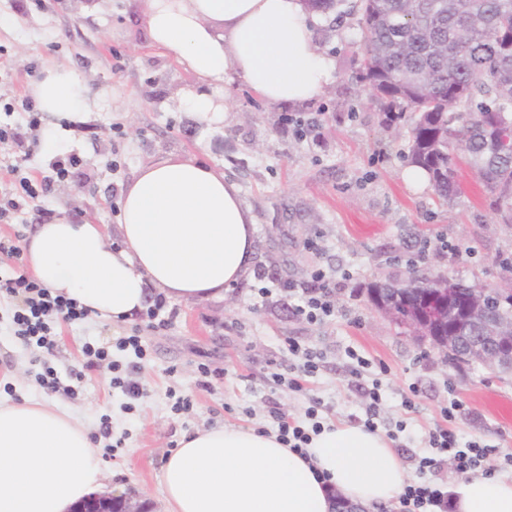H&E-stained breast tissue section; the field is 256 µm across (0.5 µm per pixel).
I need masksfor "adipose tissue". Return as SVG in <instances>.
<instances>
[{
  "mask_svg": "<svg viewBox=\"0 0 512 512\" xmlns=\"http://www.w3.org/2000/svg\"><path fill=\"white\" fill-rule=\"evenodd\" d=\"M303 0H149L152 42L172 52L199 88L184 104L199 122L224 120L215 84L243 81L269 103L318 96L333 64L315 42ZM31 94L54 119L92 107L82 81L58 64ZM122 245L104 225H36L21 248L30 273L105 322H129L151 291L173 302L219 299L249 271L254 219L222 170L167 157L142 167L120 197ZM406 471L381 434L340 424L313 437L306 456L245 427L183 436L160 473L165 512H334L336 499L389 504ZM98 449L70 411L25 399L0 403V512H69L108 485ZM454 512H512V478L467 475Z\"/></svg>",
  "mask_w": 512,
  "mask_h": 512,
  "instance_id": "adipose-tissue-1",
  "label": "adipose tissue"
}]
</instances>
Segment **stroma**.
Masks as SVG:
<instances>
[{
    "label": "stroma",
    "instance_id": "1",
    "mask_svg": "<svg viewBox=\"0 0 512 512\" xmlns=\"http://www.w3.org/2000/svg\"><path fill=\"white\" fill-rule=\"evenodd\" d=\"M343 0L340 19L313 14L322 52L335 66L324 91L302 104H269L244 83L229 89L224 121L199 123L182 103L195 78L175 55L151 44L148 0H0V121L19 128V143L0 144V196L13 192L12 161L48 184L38 213L0 223V239L20 241L34 225L59 218L106 225L119 245L121 191L142 166L161 158H194L223 170L254 217V258L247 275L223 299L175 303L163 328L142 317L115 326L94 319L57 322L51 354L15 334L14 302L0 297V400L28 397L74 412L85 423L111 472V485L161 512L160 471L182 436L223 426L271 428V407L303 418L320 400L323 423L362 424L364 391L380 382L378 431L406 469L409 481L452 488L451 465L419 473L428 434L447 425L459 442L477 441L512 453V374L444 360L413 341L370 303L365 286L402 283L412 274L445 273L478 288L503 286L512 272V223L491 207L492 194L468 166H460L459 197L440 203L430 184L406 182L408 138L381 125L368 90L357 81L362 30ZM63 63L86 84L95 108L82 121L26 126L20 106L51 66ZM13 104L5 115L4 104ZM75 156L65 180L56 158ZM324 270L336 313L310 323L294 312L288 284L314 287ZM267 288L259 296V288ZM139 325L145 358L115 349ZM317 351L320 369L296 392L274 383L292 362L289 342ZM112 347V363L131 369L143 390L129 400L113 387L109 365L85 368L83 346ZM366 369H358V359ZM60 386L47 390L45 368ZM209 377H202L201 368ZM414 409H406L405 398ZM189 409L175 411L179 400ZM458 401L443 421L440 409Z\"/></svg>",
    "mask_w": 512,
    "mask_h": 512
}]
</instances>
